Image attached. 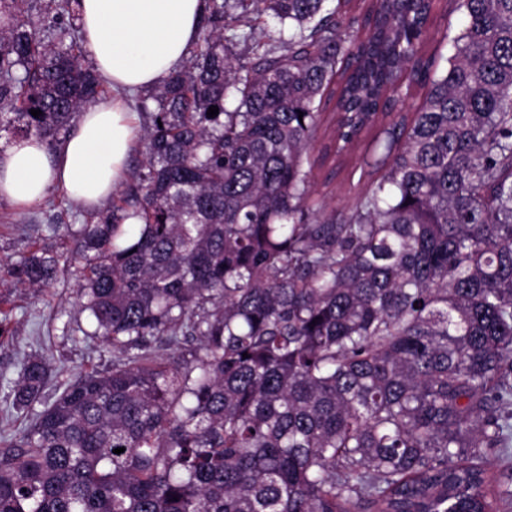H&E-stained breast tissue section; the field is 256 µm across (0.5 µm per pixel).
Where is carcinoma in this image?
Returning a JSON list of instances; mask_svg holds the SVG:
<instances>
[{
    "label": "carcinoma",
    "instance_id": "obj_1",
    "mask_svg": "<svg viewBox=\"0 0 512 512\" xmlns=\"http://www.w3.org/2000/svg\"><path fill=\"white\" fill-rule=\"evenodd\" d=\"M28 4L0 0V132L52 147L105 90L70 0ZM147 98L112 212L10 268L70 269L113 359L0 439V512H512V0H209ZM448 25V38L443 39V34L446 32V27ZM461 25V16L459 14H454L447 19L440 20L433 27V32L431 35V47L439 46L442 53L445 55L448 53L451 47V38L458 32V29ZM320 190L326 195L327 211L345 207L353 195V192H349L346 182L343 181V174L332 177L325 186H320Z\"/></svg>",
    "mask_w": 512,
    "mask_h": 512
}]
</instances>
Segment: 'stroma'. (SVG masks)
I'll return each instance as SVG.
<instances>
[{"instance_id":"stroma-1","label":"stroma","mask_w":512,"mask_h":512,"mask_svg":"<svg viewBox=\"0 0 512 512\" xmlns=\"http://www.w3.org/2000/svg\"><path fill=\"white\" fill-rule=\"evenodd\" d=\"M86 216V210L59 194L23 211L0 200V312L9 314L6 331L0 334V374L14 379L25 360L48 359L51 376L41 399L45 405L56 399L73 374L111 368L112 353L83 336L90 317L76 300L69 272H59L55 287L42 293L15 284L3 272L32 251L69 249L67 227H79Z\"/></svg>"}]
</instances>
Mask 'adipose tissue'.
<instances>
[{
  "label": "adipose tissue",
  "instance_id": "obj_1",
  "mask_svg": "<svg viewBox=\"0 0 512 512\" xmlns=\"http://www.w3.org/2000/svg\"><path fill=\"white\" fill-rule=\"evenodd\" d=\"M79 23L96 71L113 97L82 110L56 146L37 137L0 152V198L25 208L58 191L83 207L121 186L138 128L127 94L162 84L196 41L205 0H78Z\"/></svg>",
  "mask_w": 512,
  "mask_h": 512
}]
</instances>
